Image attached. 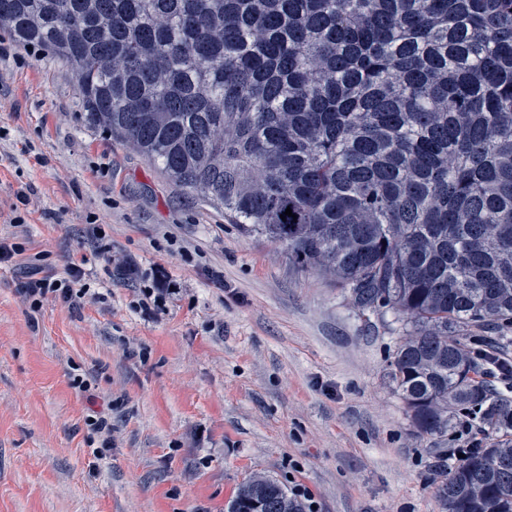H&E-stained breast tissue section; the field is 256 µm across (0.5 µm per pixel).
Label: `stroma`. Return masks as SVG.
<instances>
[{"instance_id": "1", "label": "stroma", "mask_w": 512, "mask_h": 512, "mask_svg": "<svg viewBox=\"0 0 512 512\" xmlns=\"http://www.w3.org/2000/svg\"><path fill=\"white\" fill-rule=\"evenodd\" d=\"M0 239L24 248L0 264V512H226L256 474L318 512H442L434 454L460 442L419 433L392 385L393 314H362L89 124L67 64L17 43L0 51ZM37 253L59 276L84 262L90 295L31 312ZM159 271L177 292L148 315Z\"/></svg>"}]
</instances>
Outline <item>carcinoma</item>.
I'll list each match as a JSON object with an SVG mask.
<instances>
[{
  "instance_id": "carcinoma-1",
  "label": "carcinoma",
  "mask_w": 512,
  "mask_h": 512,
  "mask_svg": "<svg viewBox=\"0 0 512 512\" xmlns=\"http://www.w3.org/2000/svg\"><path fill=\"white\" fill-rule=\"evenodd\" d=\"M0 30L69 65L91 122L392 311L416 428L472 406L496 437L437 450L446 512H512V398L461 342L512 326V0H0ZM255 509L304 512L265 476L227 505Z\"/></svg>"
}]
</instances>
